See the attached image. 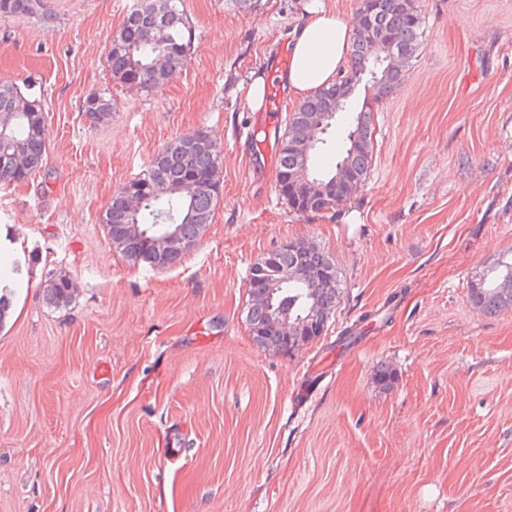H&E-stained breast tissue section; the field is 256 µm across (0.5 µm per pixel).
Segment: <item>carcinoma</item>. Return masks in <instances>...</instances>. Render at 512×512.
I'll return each mask as SVG.
<instances>
[{
  "label": "carcinoma",
  "mask_w": 512,
  "mask_h": 512,
  "mask_svg": "<svg viewBox=\"0 0 512 512\" xmlns=\"http://www.w3.org/2000/svg\"><path fill=\"white\" fill-rule=\"evenodd\" d=\"M168 8L159 17L154 11V0L141 3L127 16L120 31L111 36L112 48L107 64L114 79L146 89H155L168 83L188 61L192 47V28L181 8V0H167ZM43 0H0V14L33 16L43 12ZM370 12L373 28L379 34L393 39L409 66L420 46V14L416 0H374L368 6H359V13ZM372 55V44L355 31L345 78V98L336 103L333 94L322 87L298 104L288 116V128L279 154L278 173L292 172L307 165V179L303 180L286 204L295 212H318L330 208L334 199L326 188L336 173V165H346L354 177L364 181L371 168L374 143L372 112L374 103L386 96L403 77L395 71L373 81L363 75ZM365 84L372 98H365L359 111L350 109L351 98L359 85ZM85 112L98 121L112 114V99L103 93H93L84 102ZM307 114L322 117L316 141L309 148L308 157L289 146L301 135V123ZM12 117L6 139L0 140V181L17 182L29 179L42 166L46 152V120L31 94L15 84H0V121ZM11 144L24 156L25 164L18 168L5 144ZM223 158L220 148L206 132L197 130L168 143L153 163L138 176L125 183L112 195L101 222L114 250L133 264L142 262L143 242L122 234V225L138 224L141 229L155 234L175 225L186 240L196 239L202 226L212 222L219 194ZM299 266L313 272L335 268L326 253L314 246L295 249L282 246L254 264L251 271L263 269L269 276L279 270L284 274ZM17 280L0 279V327L9 316ZM47 300L60 308L69 305L74 288L69 277L49 276L43 284ZM340 284L323 288L315 278L285 279L276 288L273 302L249 299L246 321L254 342L269 351L283 352L286 343L281 336L267 328L270 309L308 327L307 319L314 308L331 311L340 297ZM471 298L479 312L495 315L512 306V263L488 283L481 280L471 288Z\"/></svg>",
  "instance_id": "1"
}]
</instances>
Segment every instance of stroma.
Instances as JSON below:
<instances>
[{"label":"stroma","mask_w":512,"mask_h":512,"mask_svg":"<svg viewBox=\"0 0 512 512\" xmlns=\"http://www.w3.org/2000/svg\"><path fill=\"white\" fill-rule=\"evenodd\" d=\"M136 3L0 15V82L30 86L48 135L41 170L0 183V278L22 265L0 326V512H512V307L470 297L512 261V0H417L365 181L307 214L277 186L296 98L264 122L243 87L274 80L308 7L350 22L359 0H184L188 62L149 92L106 62ZM94 92L108 120L84 112ZM198 129L223 153L211 224L174 267L126 262L101 215ZM291 241L329 255L342 293L322 336L274 353L249 333V271ZM50 271L68 306L47 303ZM84 108L97 121H104L112 114V99L105 93H93L85 99ZM43 288L48 302L54 307L68 306L73 299L74 288L72 281L66 275H50L44 281Z\"/></svg>","instance_id":"35a3bbf8"}]
</instances>
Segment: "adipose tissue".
Returning a JSON list of instances; mask_svg holds the SVG:
<instances>
[{
  "mask_svg": "<svg viewBox=\"0 0 512 512\" xmlns=\"http://www.w3.org/2000/svg\"><path fill=\"white\" fill-rule=\"evenodd\" d=\"M352 26L323 9L310 11L294 32L286 75L289 91L305 97L336 82L349 54Z\"/></svg>",
  "mask_w": 512,
  "mask_h": 512,
  "instance_id": "1",
  "label": "adipose tissue"
}]
</instances>
